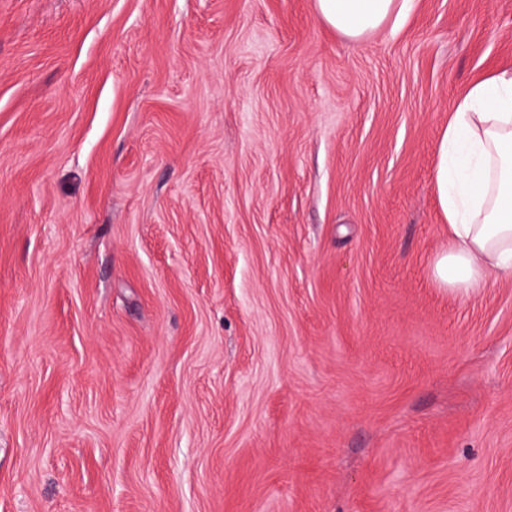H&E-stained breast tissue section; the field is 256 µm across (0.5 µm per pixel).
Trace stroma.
<instances>
[{
	"instance_id": "35a3bbf8",
	"label": "stroma",
	"mask_w": 512,
	"mask_h": 512,
	"mask_svg": "<svg viewBox=\"0 0 512 512\" xmlns=\"http://www.w3.org/2000/svg\"><path fill=\"white\" fill-rule=\"evenodd\" d=\"M0 0V512H512V278L433 279L512 0ZM415 0H316L321 20L351 40H361L392 18L394 25L413 11Z\"/></svg>"
}]
</instances>
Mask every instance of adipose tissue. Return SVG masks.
I'll list each match as a JSON object with an SVG mask.
<instances>
[{"mask_svg":"<svg viewBox=\"0 0 512 512\" xmlns=\"http://www.w3.org/2000/svg\"><path fill=\"white\" fill-rule=\"evenodd\" d=\"M415 0H316L321 20L363 39L402 21ZM451 239L432 269L434 280L462 296L491 275L512 277V73L474 84L448 116L433 171Z\"/></svg>","mask_w":512,"mask_h":512,"instance_id":"adipose-tissue-1","label":"adipose tissue"}]
</instances>
